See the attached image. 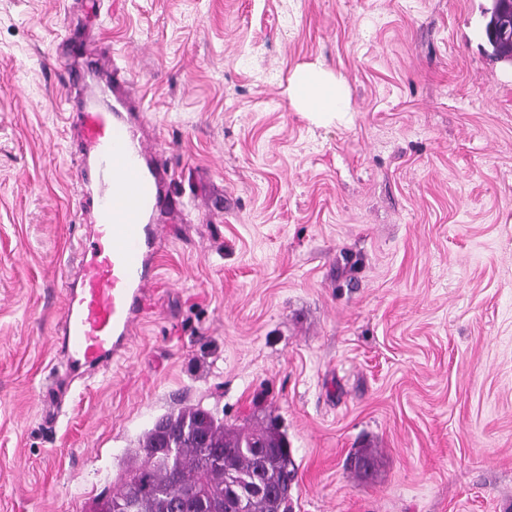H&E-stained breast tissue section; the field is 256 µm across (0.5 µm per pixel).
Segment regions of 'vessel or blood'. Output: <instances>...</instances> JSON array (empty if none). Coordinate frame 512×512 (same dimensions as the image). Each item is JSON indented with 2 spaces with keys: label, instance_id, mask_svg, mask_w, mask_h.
<instances>
[{
  "label": "vessel or blood",
  "instance_id": "obj_1",
  "mask_svg": "<svg viewBox=\"0 0 512 512\" xmlns=\"http://www.w3.org/2000/svg\"><path fill=\"white\" fill-rule=\"evenodd\" d=\"M113 93L111 80L101 78L78 100L82 207L92 231L78 244L58 332L69 381L128 347L159 279L161 220L170 206L167 173L130 113L115 108Z\"/></svg>",
  "mask_w": 512,
  "mask_h": 512
}]
</instances>
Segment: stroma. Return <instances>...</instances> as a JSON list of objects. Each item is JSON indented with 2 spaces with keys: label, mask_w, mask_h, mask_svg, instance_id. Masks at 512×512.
I'll list each match as a JSON object with an SVG mask.
<instances>
[{
  "label": "stroma",
  "mask_w": 512,
  "mask_h": 512,
  "mask_svg": "<svg viewBox=\"0 0 512 512\" xmlns=\"http://www.w3.org/2000/svg\"><path fill=\"white\" fill-rule=\"evenodd\" d=\"M493 0H104L87 34L170 170L152 309L56 396L85 232L81 0H0V512H94L189 406L278 418L288 512H512V61ZM346 86L303 111L296 69ZM375 459L371 478L349 464ZM492 24H495L498 29L508 25L509 28L506 35H499L496 38L488 37L487 30ZM485 36L495 56L500 59L512 61V17L510 18L508 13L499 12L493 14L491 11L490 17L485 25Z\"/></svg>",
  "instance_id": "1"
}]
</instances>
